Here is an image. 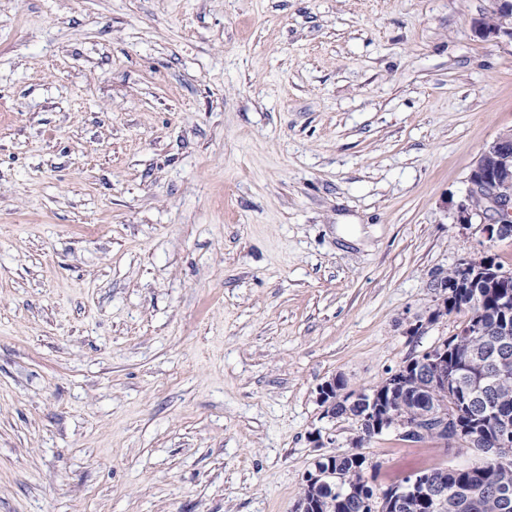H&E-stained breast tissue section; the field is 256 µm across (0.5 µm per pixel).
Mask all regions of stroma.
I'll return each mask as SVG.
<instances>
[{
  "mask_svg": "<svg viewBox=\"0 0 512 512\" xmlns=\"http://www.w3.org/2000/svg\"><path fill=\"white\" fill-rule=\"evenodd\" d=\"M496 0H0V512H292L512 130ZM321 435L315 447L313 435ZM382 490L473 452L388 433ZM497 10L500 14H502L505 18H509L512 16V1L511 0H498ZM495 10L490 14L484 15L483 19L487 26L489 27H497L501 21V16ZM483 23L481 17L476 19L473 24L474 34L481 38H487L490 36L498 37L505 36L512 39V28L504 25L502 27L497 28H488ZM342 390V388L338 387V381L336 376L326 380L319 386L317 390V402L323 408L324 415L332 419L341 418L343 416L354 419L359 424V431L364 433L369 441L370 439L376 436L382 435L373 433L368 425L363 423L360 424V420L358 419V417L362 414V411L358 403L352 404L351 401H360L363 403L364 407L366 406L367 401L364 399H358V395H353L352 397H350V402L346 400V405H338V407H336V404L338 402L344 401L349 393L343 392ZM335 410L336 416L334 413Z\"/></svg>",
  "mask_w": 512,
  "mask_h": 512,
  "instance_id": "stroma-1",
  "label": "stroma"
}]
</instances>
